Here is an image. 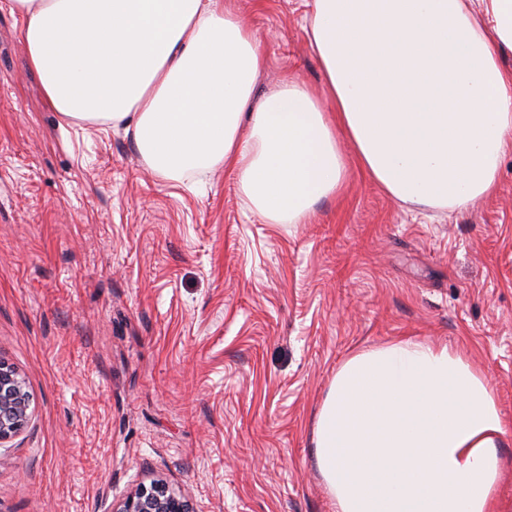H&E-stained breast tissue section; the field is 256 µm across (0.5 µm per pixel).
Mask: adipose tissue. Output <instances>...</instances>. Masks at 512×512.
<instances>
[{
    "label": "adipose tissue",
    "instance_id": "obj_1",
    "mask_svg": "<svg viewBox=\"0 0 512 512\" xmlns=\"http://www.w3.org/2000/svg\"><path fill=\"white\" fill-rule=\"evenodd\" d=\"M310 0L325 95L284 79L224 0H7L69 124L132 128L167 179L227 166L249 205L300 224L342 186L348 141L389 195L467 208L512 146V0ZM507 429L462 354L398 341L350 356L315 424L333 512H494Z\"/></svg>",
    "mask_w": 512,
    "mask_h": 512
}]
</instances>
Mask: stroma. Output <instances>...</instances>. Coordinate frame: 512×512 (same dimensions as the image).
I'll use <instances>...</instances> for the list:
<instances>
[{"instance_id": "35a3bbf8", "label": "stroma", "mask_w": 512, "mask_h": 512, "mask_svg": "<svg viewBox=\"0 0 512 512\" xmlns=\"http://www.w3.org/2000/svg\"><path fill=\"white\" fill-rule=\"evenodd\" d=\"M266 66L324 87L306 0H224ZM0 9V361L27 426L0 445V512H112L163 478L196 512H332L316 415L361 349L466 356L512 426V148L466 210L394 199L343 144V190L303 224L236 172L167 180L132 134L62 125Z\"/></svg>"}]
</instances>
